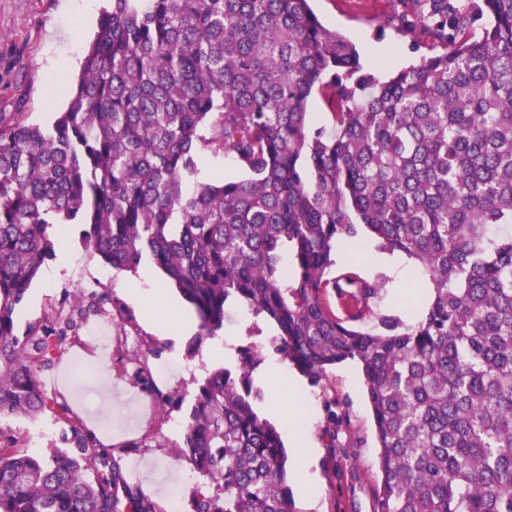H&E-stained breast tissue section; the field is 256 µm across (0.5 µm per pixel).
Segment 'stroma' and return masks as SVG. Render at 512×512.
I'll list each match as a JSON object with an SVG mask.
<instances>
[{
    "label": "stroma",
    "mask_w": 512,
    "mask_h": 512,
    "mask_svg": "<svg viewBox=\"0 0 512 512\" xmlns=\"http://www.w3.org/2000/svg\"><path fill=\"white\" fill-rule=\"evenodd\" d=\"M311 6L325 27L357 45L363 61L373 63L383 81L418 64L422 56L445 50L424 30L400 26L399 16L410 11L407 0H312ZM102 7L103 0H0V113L20 112L27 122L44 125L53 113L66 110L67 92L55 91L49 78L76 82ZM336 265L383 281L373 303L377 311H396L417 288L416 274L399 281L350 254ZM152 266L146 258L139 272L113 270L78 235L66 236L42 266L19 311L18 325L26 327L57 308L63 291L110 293L111 303L78 329L43 384L48 394L66 399L98 443H110L113 454L122 457L130 482L163 512H192V491L205 480L176 450L183 443L197 384L207 370L235 363L237 346L254 343L266 349L276 330L263 316L232 301L226 306L224 329L233 333L234 343L223 353H215L214 339H200L196 326L176 336L162 335L148 322L145 310L120 290L121 283L140 280L142 270ZM99 336L106 339V348H97ZM79 359L92 362L93 370L78 371ZM281 362L266 349L264 363L253 373L255 382L268 387L271 368ZM141 371L161 391L183 394V401L161 414L153 396L136 381ZM104 372L110 378L106 389L100 378ZM307 392L315 411L307 433L316 450L320 494L313 500L296 499L298 512H372L379 448L357 364L337 365ZM331 407L348 422L334 439L325 432ZM132 440L140 447L130 452L126 445Z\"/></svg>",
    "instance_id": "stroma-1"
}]
</instances>
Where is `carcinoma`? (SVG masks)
Returning a JSON list of instances; mask_svg holds the SVG:
<instances>
[{
  "instance_id": "obj_1",
  "label": "carcinoma",
  "mask_w": 512,
  "mask_h": 512,
  "mask_svg": "<svg viewBox=\"0 0 512 512\" xmlns=\"http://www.w3.org/2000/svg\"><path fill=\"white\" fill-rule=\"evenodd\" d=\"M414 2L452 49L381 81L309 0H107L66 111L48 127L0 113V419L50 409L64 444L29 452L0 427V512H161L42 384L109 293L18 331L55 237L78 226L116 270L150 258L203 337L236 300L312 383L357 362L373 512H512V0ZM315 91L330 134L310 126ZM203 150L246 177L203 180ZM360 236L418 263L432 286L418 322L373 311L379 282L336 273V244ZM330 289L352 304L343 318ZM237 355L199 384L184 430L216 487L194 490L193 512H297L281 433L254 407L264 353ZM139 381L167 412L175 397Z\"/></svg>"
}]
</instances>
